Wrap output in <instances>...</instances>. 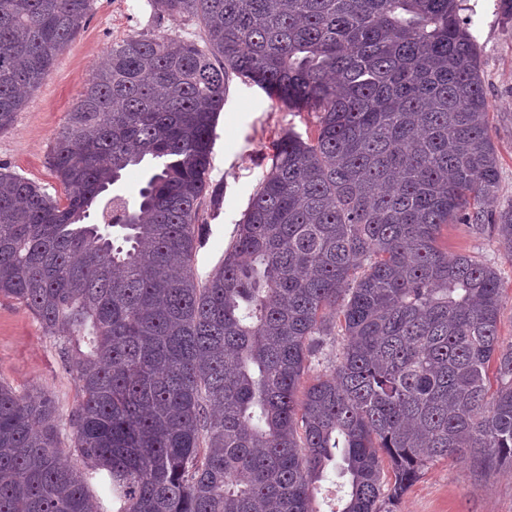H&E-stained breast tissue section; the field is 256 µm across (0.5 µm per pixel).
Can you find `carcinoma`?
<instances>
[{"label": "carcinoma", "instance_id": "cac0c4a2", "mask_svg": "<svg viewBox=\"0 0 512 512\" xmlns=\"http://www.w3.org/2000/svg\"><path fill=\"white\" fill-rule=\"evenodd\" d=\"M203 42L112 45L53 139L65 202L0 164V298L49 336L77 389L63 419L0 381V512H316L340 457L339 512H380L437 459L512 463V344L499 270L448 258L444 224L495 201L481 50L460 0H148ZM94 0H0V131ZM238 77L317 128L272 145L222 264L195 273L213 134ZM159 161L138 199L122 172ZM336 367L301 380L326 337ZM495 366L494 377L489 367ZM148 168V162H144L140 166L128 168L124 172L122 179L111 187L109 192L110 197H112V195H120L127 198L130 202H133L147 174ZM345 478H340L330 463L322 479L315 484L314 490V507L320 512H331L332 509L341 508L339 499L345 495L347 486H344Z\"/></svg>", "mask_w": 512, "mask_h": 512}]
</instances>
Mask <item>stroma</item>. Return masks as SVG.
<instances>
[{
    "mask_svg": "<svg viewBox=\"0 0 512 512\" xmlns=\"http://www.w3.org/2000/svg\"><path fill=\"white\" fill-rule=\"evenodd\" d=\"M462 14L481 48L490 135L500 171L499 201L506 205L512 203V16L498 0H463ZM141 32L197 40L203 36L199 25L187 18L154 19L147 0H94L85 27L58 54L14 124L0 131V163L63 197V187L48 164L53 138L113 44ZM289 129L310 136L316 129L314 113L288 111L257 86L232 78L215 128L209 173L211 183L221 189V198L218 205L206 202L200 210L206 235L194 261L199 279H206L221 264L237 224L270 168L272 142ZM440 243L449 253H470L498 268L499 334L512 343V257L495 235L468 224L444 226ZM0 379L21 392L34 388L45 393L63 413L76 400L75 384L58 359L54 338L44 334L25 307L3 298ZM381 512H512V465L484 471L447 458L434 461L403 495L384 501Z\"/></svg>",
    "mask_w": 512,
    "mask_h": 512,
    "instance_id": "35a3bbf8",
    "label": "stroma"
}]
</instances>
